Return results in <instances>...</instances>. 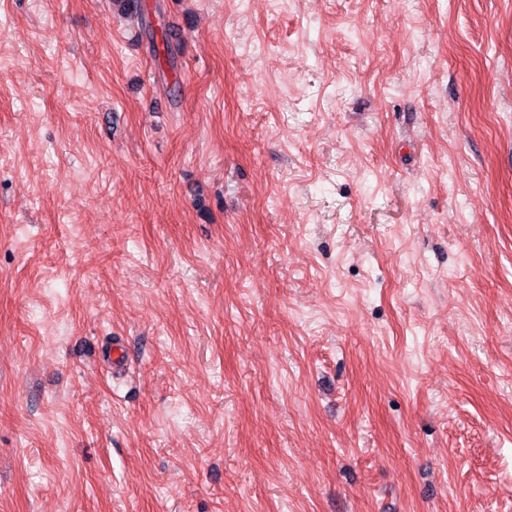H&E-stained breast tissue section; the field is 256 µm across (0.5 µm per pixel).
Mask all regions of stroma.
Masks as SVG:
<instances>
[{"label": "stroma", "instance_id": "obj_1", "mask_svg": "<svg viewBox=\"0 0 512 512\" xmlns=\"http://www.w3.org/2000/svg\"><path fill=\"white\" fill-rule=\"evenodd\" d=\"M148 2L0 0V512H512V0Z\"/></svg>", "mask_w": 512, "mask_h": 512}]
</instances>
